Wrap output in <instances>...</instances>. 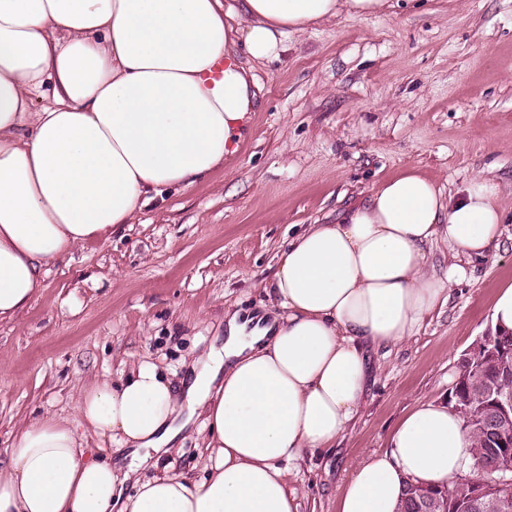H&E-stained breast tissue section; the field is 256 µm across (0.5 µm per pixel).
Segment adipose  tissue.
<instances>
[{
	"instance_id": "ef3b65f1",
	"label": "adipose tissue",
	"mask_w": 512,
	"mask_h": 512,
	"mask_svg": "<svg viewBox=\"0 0 512 512\" xmlns=\"http://www.w3.org/2000/svg\"><path fill=\"white\" fill-rule=\"evenodd\" d=\"M386 4L0 0V322L37 299L51 264L237 152L255 97L251 66L277 55L283 37ZM239 43L250 65L237 60ZM504 216L494 178L475 176L453 198L410 167L336 222L308 225L283 250L268 304L226 307L222 349L192 361L184 382L144 360L78 399L85 426L143 464L202 427L204 478L135 480L87 459L75 430L47 416L6 450L0 512H300L289 471L335 448L358 416L370 351L417 335L463 273L435 270V241L484 258ZM470 446L453 411L420 403L353 470L337 510L398 512L405 482L451 483Z\"/></svg>"
}]
</instances>
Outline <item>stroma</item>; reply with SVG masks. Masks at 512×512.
<instances>
[{"mask_svg": "<svg viewBox=\"0 0 512 512\" xmlns=\"http://www.w3.org/2000/svg\"><path fill=\"white\" fill-rule=\"evenodd\" d=\"M249 132L190 189L155 196L135 221L50 266L38 299L0 324V460L29 420L78 423L82 390L146 359L181 381L224 333V309L254 310L289 236L331 223L386 178L418 168L456 195L493 177L509 220L497 250L464 263L417 336L373 353L360 413L334 451L288 484L301 512H337L352 466L386 448L417 403H445L465 349L512 282V0H398L289 36L253 69ZM200 437L140 472L201 467Z\"/></svg>", "mask_w": 512, "mask_h": 512, "instance_id": "stroma-1", "label": "stroma"}]
</instances>
